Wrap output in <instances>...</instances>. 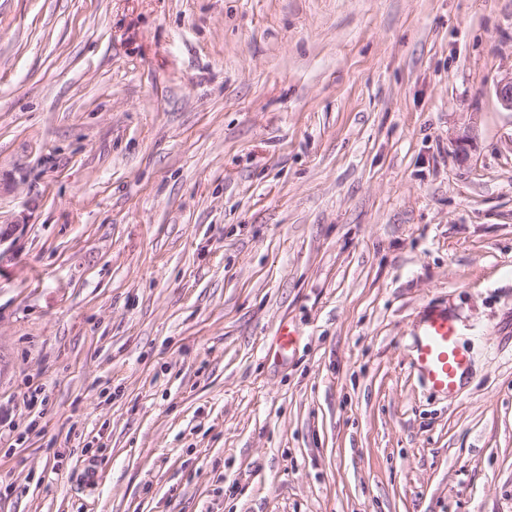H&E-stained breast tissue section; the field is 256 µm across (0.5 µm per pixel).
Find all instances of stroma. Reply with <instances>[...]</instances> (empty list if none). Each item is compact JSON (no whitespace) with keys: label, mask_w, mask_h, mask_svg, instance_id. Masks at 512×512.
<instances>
[{"label":"stroma","mask_w":512,"mask_h":512,"mask_svg":"<svg viewBox=\"0 0 512 512\" xmlns=\"http://www.w3.org/2000/svg\"><path fill=\"white\" fill-rule=\"evenodd\" d=\"M511 74L512 0H0V512H512ZM417 376L435 393L456 395L470 371V357L459 342L456 318L445 308L425 310L411 344Z\"/></svg>","instance_id":"1"}]
</instances>
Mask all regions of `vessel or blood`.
<instances>
[{
  "label": "vessel or blood",
  "mask_w": 512,
  "mask_h": 512,
  "mask_svg": "<svg viewBox=\"0 0 512 512\" xmlns=\"http://www.w3.org/2000/svg\"><path fill=\"white\" fill-rule=\"evenodd\" d=\"M418 377L435 393L456 395L470 371V357L459 342L456 318L444 308L425 310L410 344Z\"/></svg>",
  "instance_id": "obj_1"
}]
</instances>
